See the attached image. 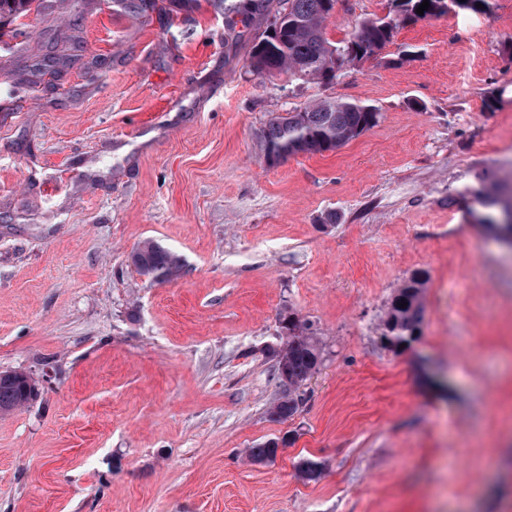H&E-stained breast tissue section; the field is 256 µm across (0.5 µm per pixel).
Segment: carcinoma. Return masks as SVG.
Instances as JSON below:
<instances>
[{
    "mask_svg": "<svg viewBox=\"0 0 512 512\" xmlns=\"http://www.w3.org/2000/svg\"><path fill=\"white\" fill-rule=\"evenodd\" d=\"M36 0H0V17L26 15ZM331 0H219L224 17H241L245 22L259 14L265 17L264 33L253 41L249 67L256 75L273 77L286 74L292 80L325 83L332 73L350 64L363 62L392 43L396 31L420 18H431L460 11H487L492 0H429L428 10L416 13L423 0H390L383 17L365 18L340 42L326 37ZM380 112L362 102L327 97L304 107L271 118L260 132L258 144L266 162L279 164L289 157L335 151L374 127ZM478 201L491 212L477 218L512 249V187L503 191L495 182L477 194ZM131 263L139 275L154 282L176 278L182 268L174 252L149 240L132 252ZM426 279L416 274L405 282L393 298L386 314L383 336H397L404 341L416 339L424 321L423 295ZM407 306L400 307L401 302ZM280 323L288 330V345L274 352L285 362L293 387L280 394L270 410L277 421H286L301 411L305 397L304 383L323 362V347L310 326L295 314H281ZM37 397L33 379L25 372L0 374V413L25 406ZM280 438H271L249 449L252 462L265 464L275 459ZM306 481L320 478L322 466L311 459L296 465Z\"/></svg>",
    "mask_w": 512,
    "mask_h": 512,
    "instance_id": "obj_1",
    "label": "carcinoma"
}]
</instances>
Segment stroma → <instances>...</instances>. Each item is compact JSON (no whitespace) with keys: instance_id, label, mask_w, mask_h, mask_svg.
I'll list each match as a JSON object with an SVG mask.
<instances>
[{"instance_id":"35a3bbf8","label":"stroma","mask_w":512,"mask_h":512,"mask_svg":"<svg viewBox=\"0 0 512 512\" xmlns=\"http://www.w3.org/2000/svg\"><path fill=\"white\" fill-rule=\"evenodd\" d=\"M388 11L338 0L327 36ZM264 29L213 0L0 25V372L39 390L0 413V512H512V251L464 218L512 175V0L400 28L329 85L250 72ZM48 54L72 62L34 77ZM323 97L380 119L268 164L270 116ZM146 240L179 276L138 274ZM418 273L397 350L386 312ZM288 310L324 359L277 422ZM427 280L422 274H416L405 282L393 298L384 322L386 336H398L409 342L419 335L424 321L423 295ZM401 300L407 302L405 308L400 307Z\"/></svg>"}]
</instances>
